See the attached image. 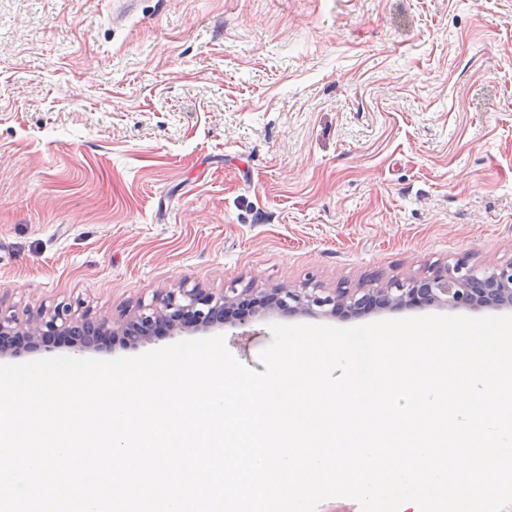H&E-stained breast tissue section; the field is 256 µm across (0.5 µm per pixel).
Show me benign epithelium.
<instances>
[{
    "label": "benign epithelium",
    "mask_w": 512,
    "mask_h": 512,
    "mask_svg": "<svg viewBox=\"0 0 512 512\" xmlns=\"http://www.w3.org/2000/svg\"><path fill=\"white\" fill-rule=\"evenodd\" d=\"M417 307L434 303L453 308L492 306L512 302V260L492 270H480L464 255L447 269H437L421 278L393 280L380 288H230L216 296L202 288H179L156 302L141 305L119 323L85 314L73 316L72 304L60 302L50 311L40 310L19 318L0 307V354L18 355L59 339L71 348L86 350L94 337L122 335L130 345L153 336L174 332L207 333L224 327L233 317L245 324L255 307L310 310L331 307L332 311L360 312L374 303Z\"/></svg>",
    "instance_id": "7a95c632"
}]
</instances>
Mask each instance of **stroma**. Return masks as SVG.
<instances>
[{
    "instance_id": "35a3bbf8",
    "label": "stroma",
    "mask_w": 512,
    "mask_h": 512,
    "mask_svg": "<svg viewBox=\"0 0 512 512\" xmlns=\"http://www.w3.org/2000/svg\"><path fill=\"white\" fill-rule=\"evenodd\" d=\"M512 259V0H0V306ZM264 310L226 325L263 371Z\"/></svg>"
}]
</instances>
